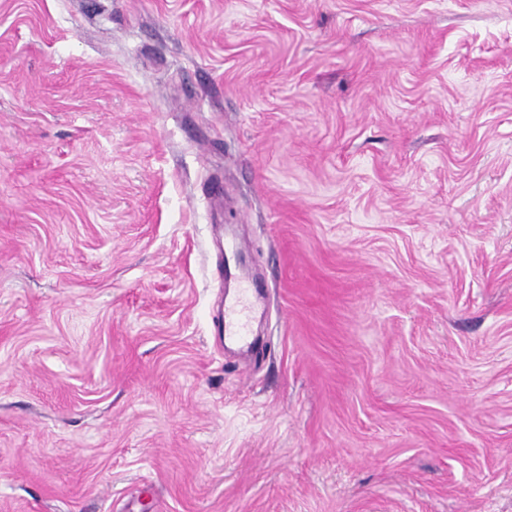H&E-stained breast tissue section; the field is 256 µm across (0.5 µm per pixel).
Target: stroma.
Instances as JSON below:
<instances>
[{"instance_id":"stroma-1","label":"stroma","mask_w":512,"mask_h":512,"mask_svg":"<svg viewBox=\"0 0 512 512\" xmlns=\"http://www.w3.org/2000/svg\"><path fill=\"white\" fill-rule=\"evenodd\" d=\"M0 512H512V0H0ZM248 288H239L237 296L224 303V332L238 342H244L248 333L250 308L246 303Z\"/></svg>"}]
</instances>
